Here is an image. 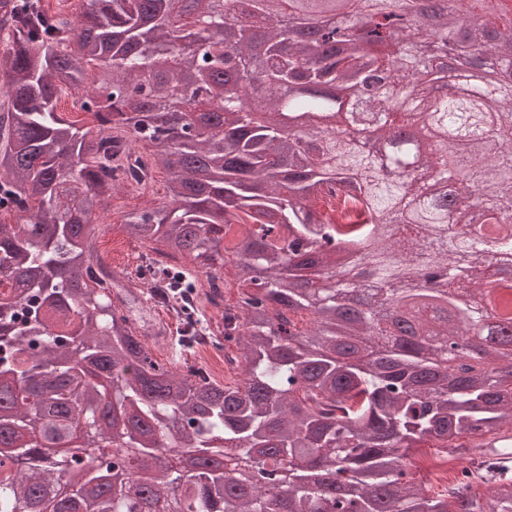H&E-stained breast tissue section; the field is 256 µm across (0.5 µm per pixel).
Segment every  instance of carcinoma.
Returning a JSON list of instances; mask_svg holds the SVG:
<instances>
[{
	"instance_id": "carcinoma-1",
	"label": "carcinoma",
	"mask_w": 512,
	"mask_h": 512,
	"mask_svg": "<svg viewBox=\"0 0 512 512\" xmlns=\"http://www.w3.org/2000/svg\"><path fill=\"white\" fill-rule=\"evenodd\" d=\"M223 0H83L78 19L50 12L43 0H0V73L9 87L0 103V512H28L33 498L65 482V495L41 512H512V476L470 474L431 495L407 478L405 460L424 441L443 453L492 430H512V338L493 340L483 357L444 342L492 336L473 298L512 291L476 246L467 219L445 199L461 178L475 175L491 191L482 223L499 224V251L512 258V92L437 106L419 81L415 40L457 49L470 70L492 78L512 65V9L497 16L481 0H447V8L412 27L366 36L369 24L404 11L403 0H375L377 15L355 18L351 0H296L284 21L269 0H250L257 34L224 24ZM343 17L342 46L302 37L325 12ZM103 68L84 86L87 69ZM417 91L400 107L384 79ZM307 93L288 100L296 112L342 108L339 92L357 86L345 122L357 127L379 116L390 142L389 178L363 146L341 136L285 138L275 113L256 119L245 105L261 85L268 107H280L282 85ZM82 92L81 109L96 131H81L57 110L62 89ZM212 95L222 96L227 134L205 118L179 125L174 117ZM394 127H418L426 165L439 181L406 188L400 166L414 149L393 142ZM147 141L145 159L116 145ZM183 159L171 168L170 157ZM128 166L168 171V211L144 209L125 234L160 245V254L199 263L216 277L231 254L252 275L231 307L232 340L242 379L227 385L191 367L155 361L137 337L139 296L94 257L98 225L116 191L112 172ZM335 184L357 222L309 219L324 187ZM447 238L436 260L446 282L397 292L392 284L419 277L429 245ZM364 255L381 285L375 302H395L423 332L370 358L363 343L388 335L375 311L349 317L348 288L328 270ZM91 374L106 389L85 386ZM180 422L177 441L199 469L167 480L155 474V432ZM88 427V444H114L99 465L75 471L71 450L55 442ZM318 468L342 473L345 485L323 492Z\"/></svg>"
}]
</instances>
